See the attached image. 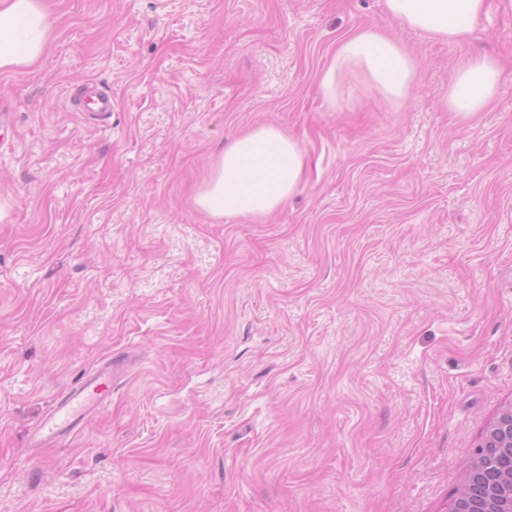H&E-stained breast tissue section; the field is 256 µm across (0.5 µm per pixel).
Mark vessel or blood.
Listing matches in <instances>:
<instances>
[{"instance_id":"b4317fda","label":"vessel or blood","mask_w":512,"mask_h":512,"mask_svg":"<svg viewBox=\"0 0 512 512\" xmlns=\"http://www.w3.org/2000/svg\"><path fill=\"white\" fill-rule=\"evenodd\" d=\"M80 103L89 112L112 109L111 96L92 86L86 88ZM113 375L112 363H105L79 386L60 394L32 431L30 447L41 448L59 442L77 432L90 416L105 409L111 402Z\"/></svg>"}]
</instances>
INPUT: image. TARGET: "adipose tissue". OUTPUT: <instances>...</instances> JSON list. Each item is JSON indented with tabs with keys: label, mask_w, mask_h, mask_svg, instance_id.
<instances>
[{
	"label": "adipose tissue",
	"mask_w": 512,
	"mask_h": 512,
	"mask_svg": "<svg viewBox=\"0 0 512 512\" xmlns=\"http://www.w3.org/2000/svg\"><path fill=\"white\" fill-rule=\"evenodd\" d=\"M390 17L442 42H465L487 0H384ZM52 22L43 0H0V71L35 65L50 41ZM357 68L376 91L404 104L417 75L414 58L380 28L344 39L324 70L320 92L338 102L339 78ZM500 71L485 56L461 59L444 98L446 107L468 117L495 96ZM307 161L299 143L274 125L241 133L217 157L198 193L197 207L215 217L261 218L282 206L304 180Z\"/></svg>",
	"instance_id": "obj_1"
}]
</instances>
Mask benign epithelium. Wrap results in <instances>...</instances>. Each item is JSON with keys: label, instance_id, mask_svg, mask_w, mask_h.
Returning <instances> with one entry per match:
<instances>
[{"label": "benign epithelium", "instance_id": "obj_1", "mask_svg": "<svg viewBox=\"0 0 512 512\" xmlns=\"http://www.w3.org/2000/svg\"><path fill=\"white\" fill-rule=\"evenodd\" d=\"M498 457L512 458V407L498 416L476 448L448 512H512V468L493 470L488 465Z\"/></svg>", "mask_w": 512, "mask_h": 512}]
</instances>
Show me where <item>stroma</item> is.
I'll return each mask as SVG.
<instances>
[{"label":"stroma","mask_w":512,"mask_h":512,"mask_svg":"<svg viewBox=\"0 0 512 512\" xmlns=\"http://www.w3.org/2000/svg\"><path fill=\"white\" fill-rule=\"evenodd\" d=\"M49 46L0 71V512H448L512 406V10L430 40L384 0H45ZM416 59L396 106L338 42ZM498 58L493 102L443 103ZM93 82L112 110L79 111ZM300 142L258 219L195 197L232 136ZM115 361L112 401L30 432ZM351 67L360 70L372 88L399 105L408 100L417 75L414 58L377 27L360 29L344 39L324 70L320 92L333 105L340 98V75ZM500 71L495 60L485 56L461 59L444 97L446 107L464 117L481 112L496 95Z\"/></svg>","instance_id":"stroma-1"}]
</instances>
